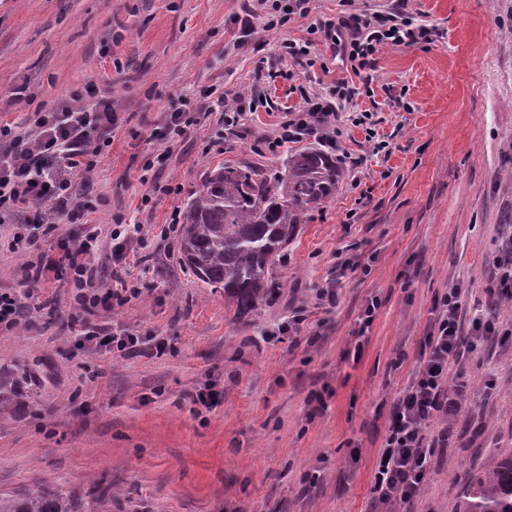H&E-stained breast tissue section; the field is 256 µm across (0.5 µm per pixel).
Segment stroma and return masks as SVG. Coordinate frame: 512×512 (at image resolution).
Here are the masks:
<instances>
[{"mask_svg":"<svg viewBox=\"0 0 512 512\" xmlns=\"http://www.w3.org/2000/svg\"><path fill=\"white\" fill-rule=\"evenodd\" d=\"M269 10L265 0H0V123L27 131L32 113L76 92L88 105L111 101L119 117L95 169L74 176V195L102 230L120 217L140 225L128 246L140 293L89 321L167 343L158 357L78 346L75 290L48 284L14 328H0V371L32 377L0 418V496L38 482L87 500L107 492L110 512H383L372 487L390 413L436 299L455 286L497 334L448 366L465 392L458 412L426 425L448 445L412 512H448L466 472L512 454V302L489 293L512 210V0H311L307 16L274 30ZM396 11L429 25V42L381 49L370 87L343 106L373 113L389 153L337 121L338 154L360 166L344 167L335 196L275 258L276 298L237 315L223 289L184 266L171 213L208 169L279 164L259 140L306 97L354 80L328 44L306 64L285 43L321 19ZM182 96L259 103L231 143L216 112L182 137H155ZM161 153L155 175L170 191L153 195L142 165ZM325 288L335 303L320 300ZM296 314L298 328L276 335ZM207 390L217 407L192 403Z\"/></svg>","mask_w":512,"mask_h":512,"instance_id":"stroma-1","label":"stroma"}]
</instances>
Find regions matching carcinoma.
<instances>
[{
  "label": "carcinoma",
  "mask_w": 512,
  "mask_h": 512,
  "mask_svg": "<svg viewBox=\"0 0 512 512\" xmlns=\"http://www.w3.org/2000/svg\"><path fill=\"white\" fill-rule=\"evenodd\" d=\"M339 178L336 160L311 146L289 150L274 168L240 162L208 172L181 213L183 264L203 284L224 289L237 313L253 310L279 288L274 256L336 193ZM24 395L21 381L0 375V417ZM0 512H98V506L37 484L19 498L0 497ZM450 512H512V455L465 476L462 500Z\"/></svg>",
  "instance_id": "carcinoma-1"
}]
</instances>
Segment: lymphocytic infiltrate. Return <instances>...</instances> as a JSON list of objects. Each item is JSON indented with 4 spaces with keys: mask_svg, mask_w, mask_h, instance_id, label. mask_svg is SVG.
Instances as JSON below:
<instances>
[{
    "mask_svg": "<svg viewBox=\"0 0 512 512\" xmlns=\"http://www.w3.org/2000/svg\"><path fill=\"white\" fill-rule=\"evenodd\" d=\"M340 25L350 31V40L337 35ZM340 25L326 19L312 31L314 35L323 34L325 41L337 47L358 76L373 70L374 55L380 47L413 45L427 41L430 34L427 26L412 24L398 15L367 17L352 13ZM354 94L353 84L337 81L329 97L314 99L305 110L281 121L276 136L264 140L266 151L277 153L285 144L306 137L336 149V109ZM117 121L111 101L89 107L76 93L59 111L36 113L32 132L21 134L11 125L0 124V223L10 219L17 205L44 202L50 203L52 212L70 220L83 219L87 207L75 202L72 177L93 169ZM98 236L97 228H86L82 239L64 244L61 257L43 254L27 263V298H36L41 287L57 280L65 270L72 276L76 300L82 307L94 308L113 300L121 304L135 296L137 290L133 287L122 294L105 287L99 269L89 259ZM435 309L437 314L424 339L421 359L393 407L375 467L374 491L389 512H403L426 477L436 443L425 434V422L458 407L463 387L450 384L449 362L475 352L483 336L495 331L486 315L477 313L471 320H464L460 289H448Z\"/></svg>",
    "mask_w": 512,
    "mask_h": 512,
    "instance_id": "f902f5d3",
    "label": "lymphocytic infiltrate"
}]
</instances>
